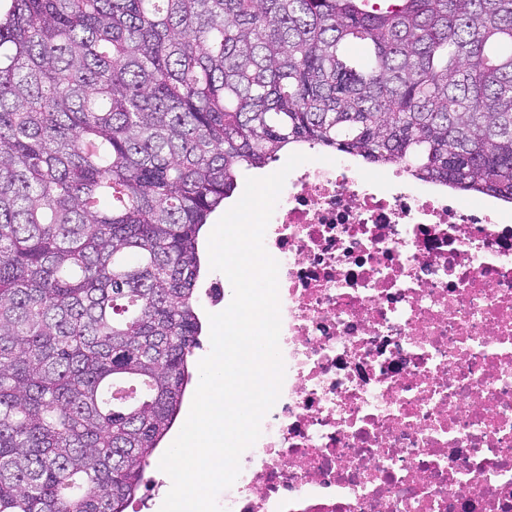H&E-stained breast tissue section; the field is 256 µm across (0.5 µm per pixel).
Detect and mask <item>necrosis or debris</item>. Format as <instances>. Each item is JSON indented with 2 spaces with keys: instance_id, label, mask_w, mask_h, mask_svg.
Wrapping results in <instances>:
<instances>
[{
  "instance_id": "necrosis-or-debris-1",
  "label": "necrosis or debris",
  "mask_w": 512,
  "mask_h": 512,
  "mask_svg": "<svg viewBox=\"0 0 512 512\" xmlns=\"http://www.w3.org/2000/svg\"><path fill=\"white\" fill-rule=\"evenodd\" d=\"M264 244L286 372L225 512H512V209L304 163Z\"/></svg>"
}]
</instances>
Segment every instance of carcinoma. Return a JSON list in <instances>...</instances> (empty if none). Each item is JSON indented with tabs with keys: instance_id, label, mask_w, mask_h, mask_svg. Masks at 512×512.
Returning a JSON list of instances; mask_svg holds the SVG:
<instances>
[{
	"instance_id": "carcinoma-1",
	"label": "carcinoma",
	"mask_w": 512,
	"mask_h": 512,
	"mask_svg": "<svg viewBox=\"0 0 512 512\" xmlns=\"http://www.w3.org/2000/svg\"><path fill=\"white\" fill-rule=\"evenodd\" d=\"M362 2L11 0L0 512H126L193 378L199 237L241 168L307 144L512 202V0Z\"/></svg>"
}]
</instances>
